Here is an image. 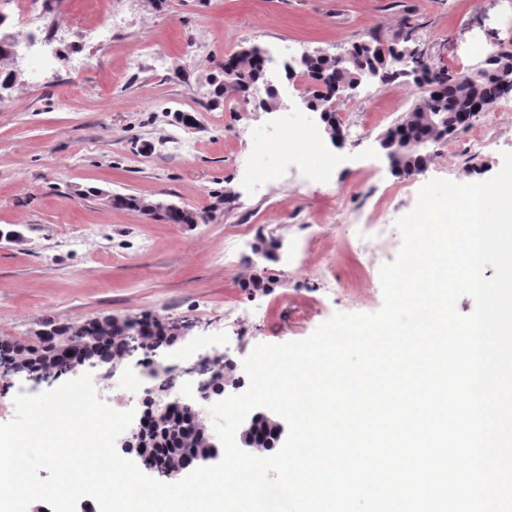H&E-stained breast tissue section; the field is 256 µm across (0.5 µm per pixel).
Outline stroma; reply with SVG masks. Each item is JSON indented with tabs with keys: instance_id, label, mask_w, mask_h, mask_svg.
Instances as JSON below:
<instances>
[{
	"instance_id": "stroma-1",
	"label": "stroma",
	"mask_w": 512,
	"mask_h": 512,
	"mask_svg": "<svg viewBox=\"0 0 512 512\" xmlns=\"http://www.w3.org/2000/svg\"><path fill=\"white\" fill-rule=\"evenodd\" d=\"M45 28L0 0L5 30L31 37L15 85L0 92V336L26 341L42 319L150 312L191 323L185 341L151 356L137 351L113 373L92 370L95 388L123 410H140L125 379L151 386L152 370L172 372L194 357L228 354L247 383L243 359L259 344L300 341L334 313H369L383 304L380 273L357 252L342 212L391 225L375 244L382 263L402 238L394 224L415 206L419 189L441 178H490L512 151V112L500 115L494 145L470 153V130L436 147L415 177L395 175L375 139L414 103L412 78L367 80L337 101L367 127L360 140L335 146L321 138L310 163L335 157L318 178L293 168L275 136L281 127L319 126L281 80V63L343 53L351 44L404 37L427 51L435 69L475 70L476 45L512 42V0H28ZM121 24L109 28L110 15ZM257 44L284 105L255 111L232 97L215 99L213 79L225 55ZM55 57L33 75L30 58ZM269 172V182L248 168ZM135 194L201 214L169 224L112 206ZM276 195L269 207L266 195ZM241 260L224 262L230 234ZM275 238L276 261L254 258L259 236ZM268 271L267 288L244 282Z\"/></svg>"
}]
</instances>
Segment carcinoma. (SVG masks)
I'll return each instance as SVG.
<instances>
[{
    "mask_svg": "<svg viewBox=\"0 0 512 512\" xmlns=\"http://www.w3.org/2000/svg\"><path fill=\"white\" fill-rule=\"evenodd\" d=\"M381 50L368 53L365 45L354 44L345 51L347 60L338 56L317 54L304 58L298 71L306 80L327 84L344 85L364 77L366 70L376 66L382 81H392L406 74L398 68L403 62L395 42L374 39ZM265 50L258 45H247L226 57L224 62L232 65L235 75L214 89L221 97L231 92L244 95L247 84L263 68ZM426 78L436 79L433 89L422 95L412 108L400 118L392 130L399 139L403 151L397 153L395 173L410 176L423 170L430 159L429 154L414 147L416 143H428L434 147L448 142L445 133L448 125L459 121L460 114L467 111L470 100L478 98L492 105L505 95L502 78L512 70V44L497 49L496 53L474 72L477 89L459 80V75L442 70L431 71L426 53H417L411 62ZM118 204L144 215L153 214L152 201L134 194L118 200ZM142 329L136 336L127 334L114 321L113 316L104 315L80 321H58L47 317L43 326L50 330V338L39 342H24L12 336H0V372L4 374L33 373L49 364L62 368L78 369L82 365L97 361L108 363L122 355L130 344L155 351L174 340L169 323L158 316L141 314ZM252 427L260 436L257 447L250 454L262 457L273 447V420L253 421ZM163 451V465L168 471H182L195 464L213 461L218 449L214 448L206 433L193 430L187 422L173 419L149 440L143 464L150 467L157 461V451Z\"/></svg>",
    "mask_w": 512,
    "mask_h": 512,
    "instance_id": "cac0c4a2",
    "label": "carcinoma"
}]
</instances>
